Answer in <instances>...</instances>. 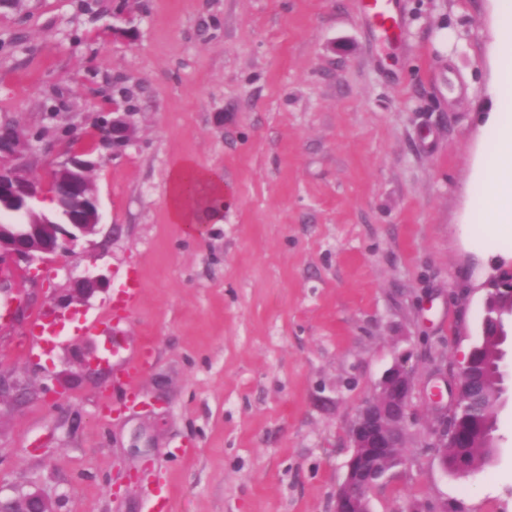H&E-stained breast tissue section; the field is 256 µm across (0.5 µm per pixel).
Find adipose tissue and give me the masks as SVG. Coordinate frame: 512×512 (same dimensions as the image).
Here are the masks:
<instances>
[{"instance_id": "obj_1", "label": "adipose tissue", "mask_w": 512, "mask_h": 512, "mask_svg": "<svg viewBox=\"0 0 512 512\" xmlns=\"http://www.w3.org/2000/svg\"><path fill=\"white\" fill-rule=\"evenodd\" d=\"M500 15L498 110L491 118L493 132L483 150L469 217L488 240L512 227V0H500ZM224 197L222 179L194 162L180 165L170 176L168 206L174 223L204 228Z\"/></svg>"}]
</instances>
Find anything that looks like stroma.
I'll return each mask as SVG.
<instances>
[{"instance_id":"stroma-1","label":"stroma","mask_w":512,"mask_h":512,"mask_svg":"<svg viewBox=\"0 0 512 512\" xmlns=\"http://www.w3.org/2000/svg\"><path fill=\"white\" fill-rule=\"evenodd\" d=\"M381 40L359 0H0V123L37 133L47 180L111 99L133 143L90 179L104 215L40 274L11 272L0 303V497L39 491L56 512H333L348 426L406 361L414 422L372 512L512 508V401L492 464L461 478L427 450L424 395L439 354L481 338L485 285L512 239L472 248L464 226L495 110L497 0H394ZM187 161L228 190L203 236L173 223ZM106 279L70 297L71 276ZM143 293L112 319L123 268ZM51 326L34 339L32 324ZM96 324L86 333L88 324ZM105 356L88 373L82 357ZM150 365L133 398L112 379Z\"/></svg>"}]
</instances>
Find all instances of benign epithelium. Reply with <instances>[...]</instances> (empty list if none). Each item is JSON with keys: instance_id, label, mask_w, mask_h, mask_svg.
<instances>
[{"instance_id": "benign-epithelium-1", "label": "benign epithelium", "mask_w": 512, "mask_h": 512, "mask_svg": "<svg viewBox=\"0 0 512 512\" xmlns=\"http://www.w3.org/2000/svg\"><path fill=\"white\" fill-rule=\"evenodd\" d=\"M132 108L113 105L112 111L98 117L99 144L112 154L122 153L132 142L135 132ZM21 140L13 126H0V210L12 220L0 224V263H21L30 268L61 252L66 243L77 235L96 231L103 221L98 197H88L87 174L97 162L71 154L56 162L49 179L40 182L28 174V155L33 149L12 150ZM64 186L69 191L71 205H59L46 213L36 208L54 190ZM104 278L90 270L72 280V292L89 295L101 287ZM512 308V277H498L489 284L484 301L485 316L495 317L496 335H502L503 315ZM477 347L470 348L459 365L448 368V358L441 359L442 379L450 401L442 402L435 394L432 410L435 414L431 441L427 447L440 455L443 468L448 461L442 449L448 441L463 436L457 418L465 397L473 392L471 370ZM415 384L412 372L402 363L393 364L384 374L379 391L359 407L349 429L351 455L346 476L336 493L334 512H370L371 497L385 481L390 467L389 451L403 447L409 434ZM0 512H55L52 502L37 492L21 494L7 501L0 500Z\"/></svg>"}]
</instances>
